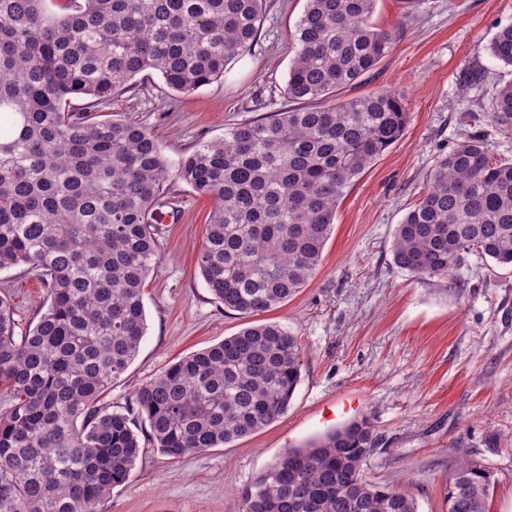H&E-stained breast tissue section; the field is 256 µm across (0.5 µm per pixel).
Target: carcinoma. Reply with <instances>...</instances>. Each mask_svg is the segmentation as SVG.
<instances>
[{
    "label": "carcinoma",
    "instance_id": "carcinoma-1",
    "mask_svg": "<svg viewBox=\"0 0 512 512\" xmlns=\"http://www.w3.org/2000/svg\"><path fill=\"white\" fill-rule=\"evenodd\" d=\"M46 2L0 0V271L33 275L48 302L19 335L0 297V512H96L143 452L137 418L149 443L180 458L268 427L301 380L299 338L262 323L179 358L124 409L101 404L146 333L170 178L211 202L197 256L208 290L260 315L307 285L346 189L401 138L409 113L390 91L340 96L394 44L372 23L377 0H306L285 87L295 107L229 124L172 175L146 127L92 112L147 70L176 94L221 79L252 50L265 0ZM489 53L512 67V23ZM74 98L85 107L72 109ZM490 112L512 125V81ZM471 252L512 267V162L479 137L436 163L392 249L399 269L429 278L454 277ZM378 445L362 418L288 449L244 490L245 512H417L408 490L366 479ZM492 480L460 463L448 512H486Z\"/></svg>",
    "mask_w": 512,
    "mask_h": 512
}]
</instances>
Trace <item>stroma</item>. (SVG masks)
Masks as SVG:
<instances>
[{
	"mask_svg": "<svg viewBox=\"0 0 512 512\" xmlns=\"http://www.w3.org/2000/svg\"><path fill=\"white\" fill-rule=\"evenodd\" d=\"M305 0H266L259 39L221 80L171 96L154 71L100 105L155 134L170 165L233 122L288 108L291 36ZM375 24L393 31L392 51L348 98L394 91L410 120L400 138L346 192L312 280L287 303L258 315L298 336L301 381L287 413L226 445L171 458L145 446L135 470L99 512H243L242 492L287 449L368 418L381 438L369 479L405 482L418 512H448V483L465 459L493 474L488 512H512V269L467 255L454 278L398 269L392 243L436 161L468 137L512 162V126L491 117L512 69L487 47L512 23V0H378ZM477 72L481 80L467 85ZM180 219L161 230V260L144 295L147 331L127 371L103 396L126 407L142 384L178 356L247 326L225 310L197 270L208 200L171 183ZM18 331L46 302L32 275L0 272Z\"/></svg>",
	"mask_w": 512,
	"mask_h": 512,
	"instance_id": "obj_1",
	"label": "stroma"
}]
</instances>
